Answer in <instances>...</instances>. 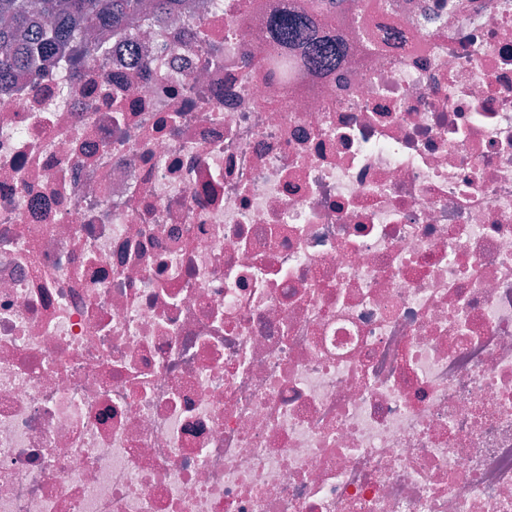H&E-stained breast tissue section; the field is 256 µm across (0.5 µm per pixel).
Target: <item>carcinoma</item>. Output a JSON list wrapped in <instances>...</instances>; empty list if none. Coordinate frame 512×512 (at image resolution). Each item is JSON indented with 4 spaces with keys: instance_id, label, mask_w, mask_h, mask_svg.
<instances>
[{
    "instance_id": "1",
    "label": "carcinoma",
    "mask_w": 512,
    "mask_h": 512,
    "mask_svg": "<svg viewBox=\"0 0 512 512\" xmlns=\"http://www.w3.org/2000/svg\"><path fill=\"white\" fill-rule=\"evenodd\" d=\"M143 7L142 0H0V82L35 71L39 58L58 49L106 66L107 44ZM319 15L317 0H289L268 18L263 50L276 58L298 49L313 70L335 66L346 44L320 35Z\"/></svg>"
}]
</instances>
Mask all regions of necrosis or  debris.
Masks as SVG:
<instances>
[{
    "instance_id": "4bbe7bcc",
    "label": "necrosis or debris",
    "mask_w": 512,
    "mask_h": 512,
    "mask_svg": "<svg viewBox=\"0 0 512 512\" xmlns=\"http://www.w3.org/2000/svg\"><path fill=\"white\" fill-rule=\"evenodd\" d=\"M286 4L0 86V512H512V0ZM288 1V6L268 18L263 50L276 58L288 49H298L304 65L313 70L336 66L345 55L346 44L320 35V0Z\"/></svg>"
}]
</instances>
